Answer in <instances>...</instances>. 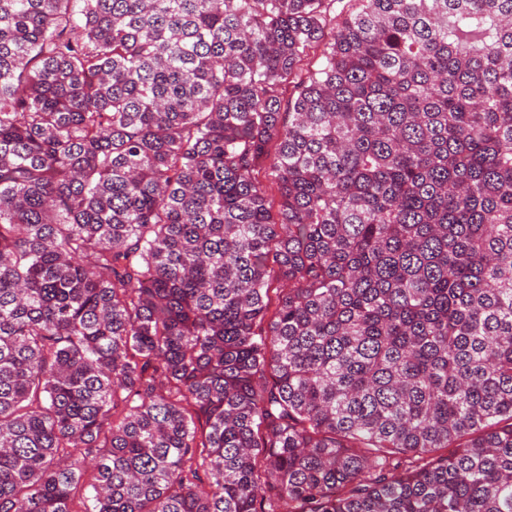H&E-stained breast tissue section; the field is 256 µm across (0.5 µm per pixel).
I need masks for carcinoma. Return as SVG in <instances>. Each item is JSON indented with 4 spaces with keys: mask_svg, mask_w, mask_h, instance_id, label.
Listing matches in <instances>:
<instances>
[{
    "mask_svg": "<svg viewBox=\"0 0 512 512\" xmlns=\"http://www.w3.org/2000/svg\"><path fill=\"white\" fill-rule=\"evenodd\" d=\"M0 512H512V0H0Z\"/></svg>",
    "mask_w": 512,
    "mask_h": 512,
    "instance_id": "cac0c4a2",
    "label": "carcinoma"
}]
</instances>
